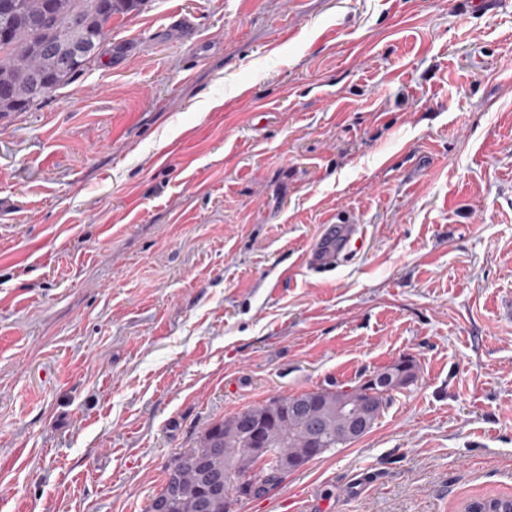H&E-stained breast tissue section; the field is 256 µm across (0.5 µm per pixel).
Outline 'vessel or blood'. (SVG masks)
Wrapping results in <instances>:
<instances>
[{
  "mask_svg": "<svg viewBox=\"0 0 512 512\" xmlns=\"http://www.w3.org/2000/svg\"><path fill=\"white\" fill-rule=\"evenodd\" d=\"M361 238L360 225L343 221L324 225L319 239L306 253L307 270L315 277L329 278L338 266L355 258Z\"/></svg>",
  "mask_w": 512,
  "mask_h": 512,
  "instance_id": "b4317fda",
  "label": "vessel or blood"
}]
</instances>
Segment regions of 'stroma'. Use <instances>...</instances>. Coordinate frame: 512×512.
Here are the masks:
<instances>
[{
    "label": "stroma",
    "mask_w": 512,
    "mask_h": 512,
    "mask_svg": "<svg viewBox=\"0 0 512 512\" xmlns=\"http://www.w3.org/2000/svg\"><path fill=\"white\" fill-rule=\"evenodd\" d=\"M464 2L148 0L0 121V512H145L211 423L404 357L238 512L512 495V4ZM361 225L339 223L325 224L321 236L307 251L305 266L317 278L326 279L338 266L352 261L362 238ZM304 464H305L304 462L299 461V460H294L292 458H286V457L278 458L275 463V468L281 473L282 476H284L281 478L276 474V471L272 465V460L266 462L263 468L268 473H270L272 475L271 476L272 484H271L269 491L280 486L286 479L285 476H288V474H291V473L299 470L301 467H303Z\"/></svg>",
    "instance_id": "1"
}]
</instances>
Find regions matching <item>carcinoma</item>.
<instances>
[{"label":"carcinoma","mask_w":512,"mask_h":512,"mask_svg":"<svg viewBox=\"0 0 512 512\" xmlns=\"http://www.w3.org/2000/svg\"><path fill=\"white\" fill-rule=\"evenodd\" d=\"M147 0H0V28L8 37L0 39V116L28 112L47 94L68 83L77 72L91 64L105 40L112 17L138 13ZM84 17L85 28L71 26L74 15ZM88 38L94 52L77 68L60 71L57 58L43 51L46 44ZM38 74L48 84L35 94L28 76ZM388 380L370 385L364 381L345 391L321 389L278 397L266 404L246 408L212 423L198 440L183 449L167 469L156 501L166 504V512H224V504L203 506L206 481L198 469L201 458L209 471L241 479L255 472L259 464L254 449L263 447L270 456H291L309 461V448L319 442L327 451L340 447L336 430L343 424L345 405H357L372 398L382 410L391 394L411 383L415 365L401 359L382 370ZM465 512H512V496H489L470 500Z\"/></svg>","instance_id":"cac0c4a2"}]
</instances>
